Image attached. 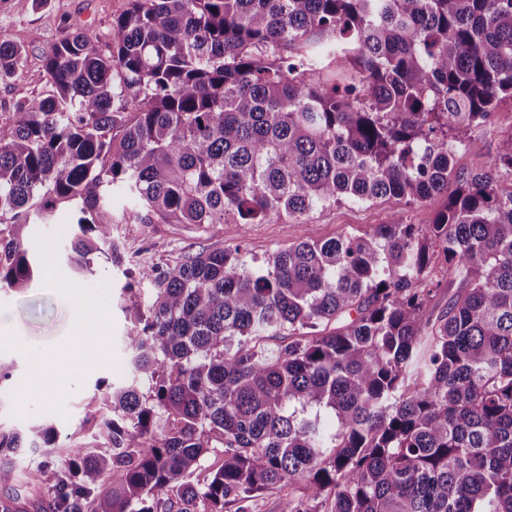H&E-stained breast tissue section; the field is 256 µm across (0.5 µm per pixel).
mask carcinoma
Instances as JSON below:
<instances>
[{"label": "carcinoma", "instance_id": "obj_1", "mask_svg": "<svg viewBox=\"0 0 512 512\" xmlns=\"http://www.w3.org/2000/svg\"><path fill=\"white\" fill-rule=\"evenodd\" d=\"M24 58L0 36V77ZM43 59L47 89L0 125V288L34 280L24 230L61 204L76 269L121 264L115 188L127 224L217 234L343 199H446L430 224L259 266L219 243L140 269L132 379L94 416L107 447L73 440L65 466L28 471L50 512H249L266 494L283 512H512V137L487 171L456 169L512 97V0H130L108 51L66 25ZM346 66L355 82L327 85ZM57 437L0 428V512L21 450Z\"/></svg>", "mask_w": 512, "mask_h": 512}]
</instances>
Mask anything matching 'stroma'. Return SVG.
<instances>
[{
  "mask_svg": "<svg viewBox=\"0 0 512 512\" xmlns=\"http://www.w3.org/2000/svg\"><path fill=\"white\" fill-rule=\"evenodd\" d=\"M128 0H0V33L26 51L22 71L0 78V124L8 123L14 105L39 97L46 89L43 53L59 36L62 25L99 37L108 43L114 17ZM494 135H469L457 156L459 169L485 170L504 140L512 136V97L500 98L495 108ZM443 197L409 205L391 198L364 203L349 199L317 208L300 220L269 216L259 224L224 222L222 236L195 224H117L113 235L124 245V260L115 266L105 257L93 259V272L80 273L67 259L78 231L67 209H59L49 224L28 225L31 247L45 267L54 268L59 287L50 288L37 278L24 289L0 288V366L8 373L0 381V428L48 424L59 434V449L52 460L64 464L70 437L101 447L91 413L97 385L127 382L124 338L133 327L121 305L125 286L138 288L150 298L149 283L140 281L141 268L175 266L184 257L216 244L241 246L247 260L263 262L288 244L321 241L339 236H362L377 225L403 218L408 224L431 223ZM107 302L104 321L91 324L79 309ZM40 366L50 378L34 385L31 366Z\"/></svg>",
  "mask_w": 512,
  "mask_h": 512,
  "instance_id": "stroma-1",
  "label": "stroma"
}]
</instances>
